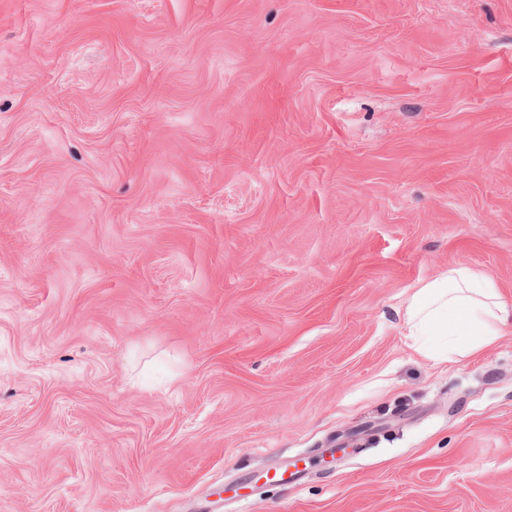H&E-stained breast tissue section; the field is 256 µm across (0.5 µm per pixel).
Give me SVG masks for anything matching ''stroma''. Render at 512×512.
Masks as SVG:
<instances>
[{"instance_id":"obj_1","label":"stroma","mask_w":512,"mask_h":512,"mask_svg":"<svg viewBox=\"0 0 512 512\" xmlns=\"http://www.w3.org/2000/svg\"><path fill=\"white\" fill-rule=\"evenodd\" d=\"M453 262L512 303V0H0V512H512ZM408 336H439L443 346L435 359L471 356L512 327V307L502 300L494 279L467 265L454 263L421 281L408 299Z\"/></svg>"}]
</instances>
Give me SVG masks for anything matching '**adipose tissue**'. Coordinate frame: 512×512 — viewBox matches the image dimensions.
<instances>
[{
    "instance_id": "1",
    "label": "adipose tissue",
    "mask_w": 512,
    "mask_h": 512,
    "mask_svg": "<svg viewBox=\"0 0 512 512\" xmlns=\"http://www.w3.org/2000/svg\"><path fill=\"white\" fill-rule=\"evenodd\" d=\"M409 336H437L443 341L437 360L470 356L512 327V306L505 303L494 279L467 265L454 263L421 281L406 308Z\"/></svg>"
}]
</instances>
